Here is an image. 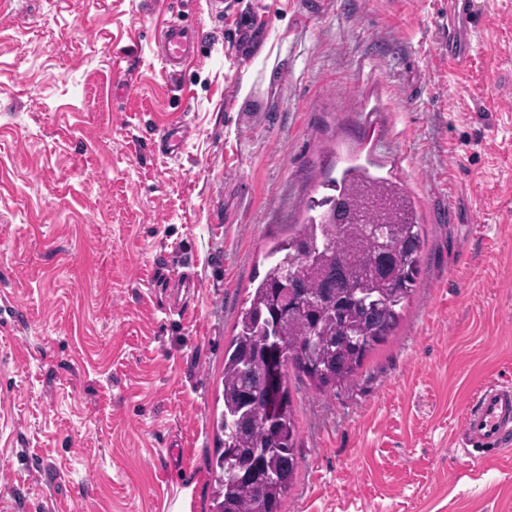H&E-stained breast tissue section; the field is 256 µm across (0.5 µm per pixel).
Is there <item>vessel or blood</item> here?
<instances>
[{
  "mask_svg": "<svg viewBox=\"0 0 512 512\" xmlns=\"http://www.w3.org/2000/svg\"><path fill=\"white\" fill-rule=\"evenodd\" d=\"M476 20L474 0H448V25L441 39L448 45L453 61L465 58L471 28ZM157 56L167 74H174L187 61L200 60L194 29L168 20L156 40ZM471 462L481 463L512 444V387L490 383L469 400L458 437Z\"/></svg>",
  "mask_w": 512,
  "mask_h": 512,
  "instance_id": "obj_1",
  "label": "vessel or blood"
}]
</instances>
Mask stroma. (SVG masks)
Segmentation results:
<instances>
[{
  "label": "stroma",
  "instance_id": "1",
  "mask_svg": "<svg viewBox=\"0 0 512 512\" xmlns=\"http://www.w3.org/2000/svg\"><path fill=\"white\" fill-rule=\"evenodd\" d=\"M474 2L463 66L435 37L448 0L0 5V512H169L186 477L209 512L252 278L351 165L410 193L424 270L352 387L289 373L283 512H512V446L475 467L456 445L473 394L512 386V0ZM174 15L204 60L171 77ZM172 255L200 282L179 315L154 295Z\"/></svg>",
  "mask_w": 512,
  "mask_h": 512
}]
</instances>
